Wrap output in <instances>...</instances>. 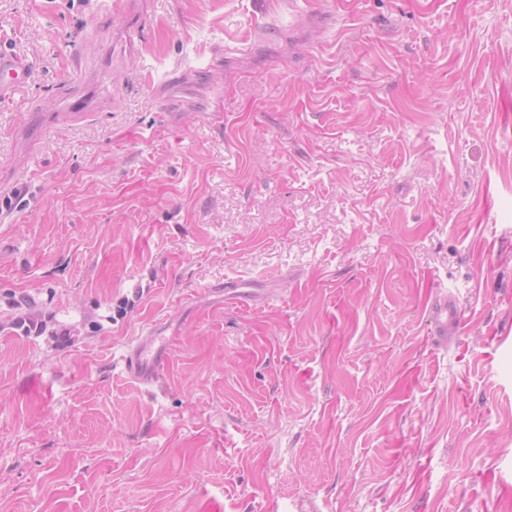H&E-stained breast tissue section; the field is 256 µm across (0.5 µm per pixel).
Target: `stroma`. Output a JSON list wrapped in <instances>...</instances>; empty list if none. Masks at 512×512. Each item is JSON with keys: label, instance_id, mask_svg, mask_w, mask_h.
<instances>
[{"label": "stroma", "instance_id": "35a3bbf8", "mask_svg": "<svg viewBox=\"0 0 512 512\" xmlns=\"http://www.w3.org/2000/svg\"><path fill=\"white\" fill-rule=\"evenodd\" d=\"M131 2L0 0V512H512V0ZM28 78V68L20 59L0 53V101L21 90ZM431 335L438 344L448 345V341L459 334L461 316L458 297L451 291H438L431 302ZM160 327H153L149 336H142L137 346L125 356V371L127 375L144 385H150L159 379L162 370L169 362V353L155 342L162 340Z\"/></svg>", "mask_w": 512, "mask_h": 512}]
</instances>
